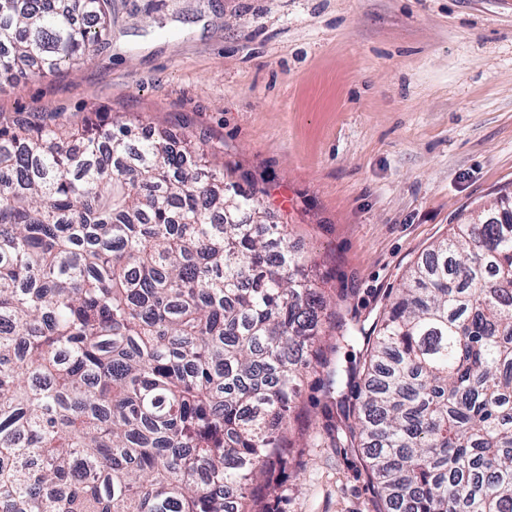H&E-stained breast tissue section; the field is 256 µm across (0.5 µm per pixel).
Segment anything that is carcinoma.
<instances>
[{"label": "carcinoma", "mask_w": 512, "mask_h": 512, "mask_svg": "<svg viewBox=\"0 0 512 512\" xmlns=\"http://www.w3.org/2000/svg\"><path fill=\"white\" fill-rule=\"evenodd\" d=\"M111 8L0 0V88L82 65ZM345 300L322 333L287 225L166 131L0 116V512H262L309 368L378 512H512V192L373 328Z\"/></svg>", "instance_id": "1"}]
</instances>
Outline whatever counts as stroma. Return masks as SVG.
Segmentation results:
<instances>
[{
	"instance_id": "1",
	"label": "stroma",
	"mask_w": 512,
	"mask_h": 512,
	"mask_svg": "<svg viewBox=\"0 0 512 512\" xmlns=\"http://www.w3.org/2000/svg\"><path fill=\"white\" fill-rule=\"evenodd\" d=\"M164 128L257 187L328 301L371 326L406 271L512 189V0H112L79 68L0 89V113ZM301 465L267 512H376L315 377Z\"/></svg>"
}]
</instances>
